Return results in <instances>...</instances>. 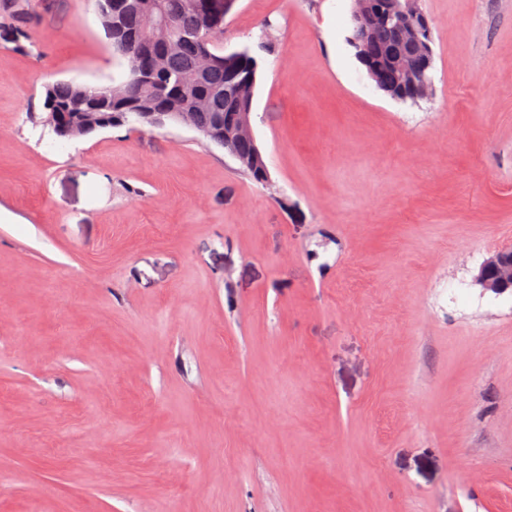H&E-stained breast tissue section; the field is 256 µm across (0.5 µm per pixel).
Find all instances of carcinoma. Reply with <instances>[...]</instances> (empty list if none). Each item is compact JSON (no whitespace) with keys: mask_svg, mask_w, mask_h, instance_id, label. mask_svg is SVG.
I'll return each mask as SVG.
<instances>
[{"mask_svg":"<svg viewBox=\"0 0 512 512\" xmlns=\"http://www.w3.org/2000/svg\"><path fill=\"white\" fill-rule=\"evenodd\" d=\"M112 29V15L99 12L112 53L129 69L127 80L112 87H87L57 81L46 92V125L60 138L87 136L131 121L147 123L149 113L167 119L188 115L211 143L222 142L224 120L252 111L260 67L248 47L224 52L226 17L237 0H140ZM164 12L171 26L161 31L155 16ZM350 43L376 87L401 102H418L394 65L412 55L404 30L393 23L368 29L353 25ZM240 169L261 184L268 174L264 155L250 138L230 139Z\"/></svg>","mask_w":512,"mask_h":512,"instance_id":"obj_1","label":"carcinoma"}]
</instances>
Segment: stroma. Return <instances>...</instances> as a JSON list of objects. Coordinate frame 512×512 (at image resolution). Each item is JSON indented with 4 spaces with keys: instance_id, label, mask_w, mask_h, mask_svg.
I'll return each instance as SVG.
<instances>
[{
    "instance_id": "obj_1",
    "label": "stroma",
    "mask_w": 512,
    "mask_h": 512,
    "mask_svg": "<svg viewBox=\"0 0 512 512\" xmlns=\"http://www.w3.org/2000/svg\"><path fill=\"white\" fill-rule=\"evenodd\" d=\"M352 0H237L270 182L196 131L60 138L93 0H0V512H512V0H422L399 103ZM274 27L265 39L263 22ZM474 282L484 292L512 293V249L503 248L492 253L480 266Z\"/></svg>"
}]
</instances>
